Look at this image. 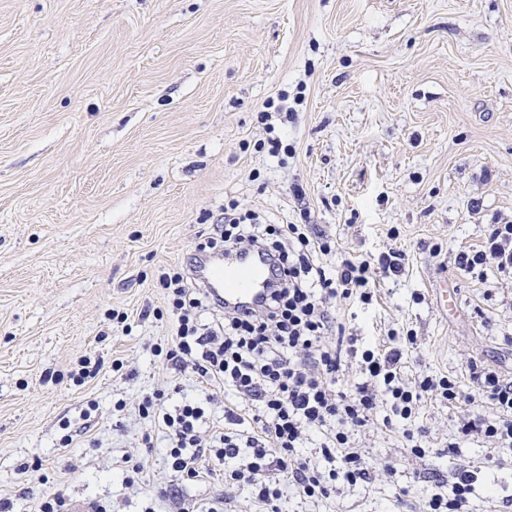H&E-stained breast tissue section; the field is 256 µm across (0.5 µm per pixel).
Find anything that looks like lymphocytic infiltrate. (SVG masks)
Listing matches in <instances>:
<instances>
[{
	"label": "lymphocytic infiltrate",
	"mask_w": 512,
	"mask_h": 512,
	"mask_svg": "<svg viewBox=\"0 0 512 512\" xmlns=\"http://www.w3.org/2000/svg\"><path fill=\"white\" fill-rule=\"evenodd\" d=\"M217 230L198 251H264L274 284L263 305L238 312L214 301L186 268L158 278L176 334L166 345H153V352L234 398L223 426L211 429L202 403L170 408L161 391L140 399V416L164 429L167 463L182 480H200L216 462L224 467L225 484L250 488L262 512H282L290 494L321 502L370 479L372 467L357 438L377 425L396 428L411 457L428 458L431 442L412 420L430 397L470 404L457 417L449 456L473 437L493 448L512 447V375L470 364L473 391L466 395L457 379L443 374L409 377L405 355L415 336L392 329L381 343L364 346L338 321L332 302L372 304L381 279L403 272V250L376 259L349 254L332 265L323 261L333 251L330 242L306 224H267L256 214L228 211ZM455 264L480 277L492 267L512 278V224L489 225L479 248L459 250ZM351 369L356 378L348 384ZM478 401L488 412L472 410ZM314 435L317 455H300ZM477 480L475 472L458 468L448 495L426 497L423 512H468Z\"/></svg>",
	"instance_id": "1"
}]
</instances>
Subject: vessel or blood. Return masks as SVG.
I'll return each mask as SVG.
<instances>
[{
	"label": "vessel or blood",
	"instance_id": "1",
	"mask_svg": "<svg viewBox=\"0 0 512 512\" xmlns=\"http://www.w3.org/2000/svg\"><path fill=\"white\" fill-rule=\"evenodd\" d=\"M193 276L214 300L245 311L264 302L270 289L271 263L261 251L230 258L220 252L202 254L193 266Z\"/></svg>",
	"mask_w": 512,
	"mask_h": 512
}]
</instances>
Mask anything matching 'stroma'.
<instances>
[{
  "label": "stroma",
  "mask_w": 512,
  "mask_h": 512,
  "mask_svg": "<svg viewBox=\"0 0 512 512\" xmlns=\"http://www.w3.org/2000/svg\"><path fill=\"white\" fill-rule=\"evenodd\" d=\"M275 133L286 153L258 151ZM301 186L304 200L292 189ZM301 223L337 254L397 246L403 274L373 306L336 303L347 332L418 338L412 371L468 381L478 360L512 374V279L458 270L455 254L512 221V0H0V502L47 491L112 512H256L214 471L166 465L142 393L199 387L153 355L170 339L157 279L211 236L224 208ZM459 294L440 305L442 289ZM129 314L121 325L111 311ZM107 366L75 374L84 356ZM121 358L134 379L113 374ZM125 400L122 415L114 404ZM98 409L90 421L88 401ZM458 407L430 399L420 462L397 431L362 438L372 479L284 512H421L456 463L482 467L472 512H512V448L445 444ZM77 429L61 447L62 419ZM150 470L126 483L125 457ZM392 463L393 473L382 472ZM405 495H398V488Z\"/></svg>",
  "instance_id": "35a3bbf8"
}]
</instances>
